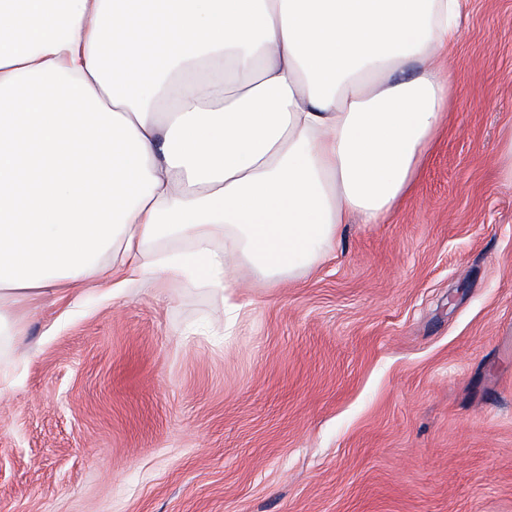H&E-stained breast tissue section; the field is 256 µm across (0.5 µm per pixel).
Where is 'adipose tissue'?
Wrapping results in <instances>:
<instances>
[{
  "label": "adipose tissue",
  "mask_w": 512,
  "mask_h": 512,
  "mask_svg": "<svg viewBox=\"0 0 512 512\" xmlns=\"http://www.w3.org/2000/svg\"><path fill=\"white\" fill-rule=\"evenodd\" d=\"M460 0H0V335L55 287L230 262L269 284L377 224L450 110ZM173 101L171 111L155 106Z\"/></svg>",
  "instance_id": "adipose-tissue-1"
}]
</instances>
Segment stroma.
<instances>
[{
  "label": "stroma",
  "instance_id": "1",
  "mask_svg": "<svg viewBox=\"0 0 512 512\" xmlns=\"http://www.w3.org/2000/svg\"><path fill=\"white\" fill-rule=\"evenodd\" d=\"M451 112L378 224L229 300L79 285L0 337V512H512V0H464ZM496 166L500 182L512 186V125L501 134Z\"/></svg>",
  "mask_w": 512,
  "mask_h": 512
}]
</instances>
